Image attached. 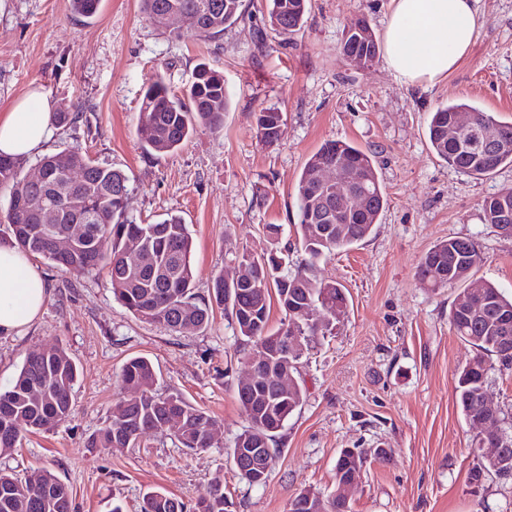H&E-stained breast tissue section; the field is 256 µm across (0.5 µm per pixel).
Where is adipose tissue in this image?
<instances>
[{"label":"adipose tissue","instance_id":"adipose-tissue-1","mask_svg":"<svg viewBox=\"0 0 512 512\" xmlns=\"http://www.w3.org/2000/svg\"><path fill=\"white\" fill-rule=\"evenodd\" d=\"M480 0H390L384 33L386 67L411 87L444 80L474 40ZM48 95L35 90L0 119V153L29 157L55 135ZM47 300L43 279L28 253L0 248V334L30 326Z\"/></svg>","mask_w":512,"mask_h":512}]
</instances>
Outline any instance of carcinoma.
I'll return each mask as SVG.
<instances>
[{
	"label": "carcinoma",
	"instance_id": "obj_1",
	"mask_svg": "<svg viewBox=\"0 0 512 512\" xmlns=\"http://www.w3.org/2000/svg\"><path fill=\"white\" fill-rule=\"evenodd\" d=\"M268 25L279 35H292L304 23L307 0H266ZM100 0H70L71 11L85 19L94 18ZM149 21L160 25L169 11L197 16L196 33L212 39L242 15V0H141ZM341 55L373 64L380 55L379 44L369 20L360 17L345 29ZM230 97L223 74L206 65L198 67L194 80L178 95L156 73L143 90L138 135L141 148L151 154H167L178 149L197 129L216 131L223 127ZM458 112L472 115L478 129L492 132L497 149L483 154L464 144L448 141L449 122ZM284 133L282 113L264 109L257 117V134L267 146L277 144ZM428 138L435 154L454 169L474 176H487L502 165H512V123L500 122L487 112L466 102L437 107L428 123ZM343 165L348 172L347 190L365 188L367 209H329L336 187L317 184L315 171ZM38 166L45 172L39 186L25 183L21 162L0 154V191L9 195L5 219L10 242L43 257L73 274L107 269L114 297L135 317L165 326L174 333H195L206 328L214 308L227 311L234 335L244 346L264 345L280 336L303 337V348L288 354L279 367L292 378L288 390L260 382L253 388L237 387V400L247 425L233 445V463L242 448H269L276 458V435L304 403L306 391L300 380L302 357L346 316L348 298L344 288L318 276V260L331 252L348 249L366 239L378 223L386 205L372 155L349 142L329 140L305 163L296 186L297 222L295 242L304 254L296 264L291 249L273 247L256 256L245 251L235 260L236 277L215 278L208 295L194 293L191 260L192 236L188 225L173 214L142 224L128 216L125 201L128 184L125 174L90 159L72 147L42 157ZM484 222L496 228L512 226V195L496 193L483 202ZM71 224L86 227L81 247L66 257L57 256L53 238ZM139 243L154 257L145 269L125 265L128 244ZM483 256L466 238L450 237L428 250L420 259L416 275L431 288L459 286L452 301L449 321L456 335L477 354L458 374L456 403L466 422L478 425L482 402L492 374L512 370V362L502 356L504 340H512V296L489 281L474 278ZM486 305L471 312L475 295ZM284 313L280 326L270 325L272 301ZM78 377L75 362L60 346L48 353L28 355L11 386L0 390V455L17 448L27 432L47 431L66 420L72 411V391ZM121 378L132 394L117 400L108 422L95 434L90 446L124 452L134 447L148 431H170L184 447H210L208 428L212 416L178 395L156 393V371L144 357L127 361ZM467 483L482 484L502 478L487 455L486 445L475 442ZM338 455L336 485L360 479L363 458ZM198 512H226L224 484L217 480L197 503ZM0 512H71V491L54 472L34 469L19 480L0 472ZM141 512H186V505L161 492L147 493ZM290 512H351V503L340 493L323 495L300 491Z\"/></svg>",
	"mask_w": 512,
	"mask_h": 512
}]
</instances>
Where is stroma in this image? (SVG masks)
<instances>
[{"label": "stroma", "instance_id": "obj_1", "mask_svg": "<svg viewBox=\"0 0 512 512\" xmlns=\"http://www.w3.org/2000/svg\"><path fill=\"white\" fill-rule=\"evenodd\" d=\"M388 2L309 0L301 31L278 36L266 0H243L237 23L208 40L189 24L171 38L146 19L140 0H101L90 21L73 15L69 0H0V117L43 87L53 111L73 116L45 153L78 147L122 170L127 211L142 223L181 216L193 238L197 294L230 273L243 250L270 249L265 225H281L282 240H293L296 184L326 141L369 151L387 198L369 238L318 263L322 278L344 286L350 306L302 360L306 398L277 436L264 484H249L233 463L246 424L236 395L246 352L230 315L215 310L205 331L174 334L115 300L106 271L74 275L38 256L48 298L33 324L0 335V389L28 354L57 345L79 378L69 419L25 434L0 456V471L21 479L52 470L69 486L73 512H110L116 504L140 512L150 491L191 508L217 480L228 512H289L302 490L334 491L341 449L383 448L386 456L366 465L352 512H512V484L487 483L477 496L467 486L477 431L456 404L454 382L474 351L450 327L456 291L415 276L436 243L467 237L486 258L477 278L512 294V237L485 224L481 209L485 197L512 190V165L467 175L439 159L426 134L431 112L454 102L512 122V0H481L476 39L425 91L401 84L384 60L357 69L340 54L344 26L359 17L383 34ZM203 63L222 72L231 97L223 128L198 130L168 154L145 153L137 134L144 88L159 72L181 92ZM265 108L285 120L271 147L257 135ZM133 356L154 364L160 394L181 395L214 416L210 448L193 451L159 431L122 453L89 447L124 393L121 368Z\"/></svg>", "mask_w": 512, "mask_h": 512}]
</instances>
